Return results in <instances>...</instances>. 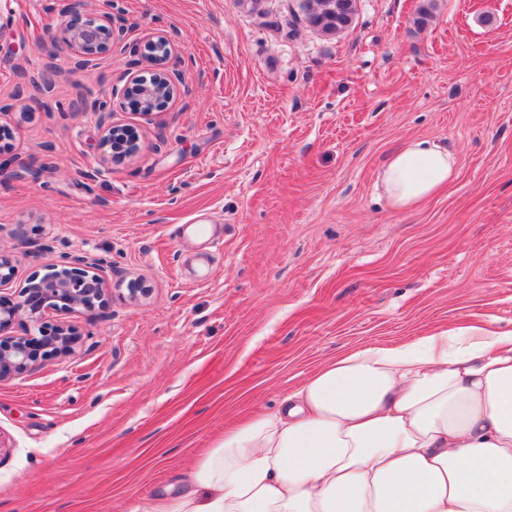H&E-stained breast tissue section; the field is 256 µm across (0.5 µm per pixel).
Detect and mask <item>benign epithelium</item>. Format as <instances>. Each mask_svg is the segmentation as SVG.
<instances>
[{"label": "benign epithelium", "instance_id": "1", "mask_svg": "<svg viewBox=\"0 0 512 512\" xmlns=\"http://www.w3.org/2000/svg\"><path fill=\"white\" fill-rule=\"evenodd\" d=\"M81 5L82 0H71L63 13L60 34L78 60L92 61L112 48V16L108 13L84 15L80 11ZM131 81L140 91L141 101L145 104L165 92L171 97L175 93L172 80L164 72L160 73L156 85H143L137 76L132 77ZM108 107L110 103L106 100L98 105V109L103 112L101 123L104 144L117 153H136L139 149L136 135L130 128L112 122V113L107 111ZM100 270L101 263L88 264L78 258L75 266L70 269L40 279H30L21 288L16 300H0V331L22 316L29 318L35 330L29 336L0 340V382L31 369L46 350L62 356L75 352L82 340L81 335L64 323L49 330L42 325V318L50 311L69 313L78 309L93 310L103 292L104 280L99 274Z\"/></svg>", "mask_w": 512, "mask_h": 512}]
</instances>
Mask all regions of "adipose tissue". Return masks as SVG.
<instances>
[{
	"label": "adipose tissue",
	"instance_id": "1",
	"mask_svg": "<svg viewBox=\"0 0 512 512\" xmlns=\"http://www.w3.org/2000/svg\"><path fill=\"white\" fill-rule=\"evenodd\" d=\"M456 176L452 151L415 138L376 186L406 210ZM129 512H512V331L341 354Z\"/></svg>",
	"mask_w": 512,
	"mask_h": 512
}]
</instances>
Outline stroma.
I'll use <instances>...</instances> for the list:
<instances>
[{"mask_svg":"<svg viewBox=\"0 0 512 512\" xmlns=\"http://www.w3.org/2000/svg\"><path fill=\"white\" fill-rule=\"evenodd\" d=\"M61 3L0 15V298L76 257L105 292L66 316L75 354L0 383V512H128L337 355L512 330V0H437L423 28L420 0H360L329 40L289 0H85L115 32L86 64L48 43ZM159 67L181 93L140 114L129 78ZM106 98L136 155L103 145ZM419 137L458 176L396 211L376 173Z\"/></svg>","mask_w":512,"mask_h":512,"instance_id":"stroma-1","label":"stroma"}]
</instances>
